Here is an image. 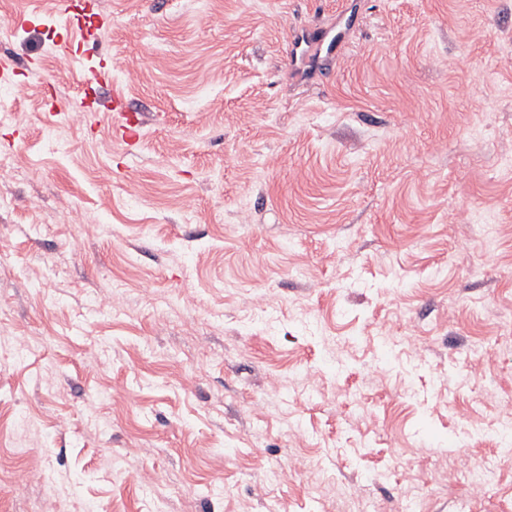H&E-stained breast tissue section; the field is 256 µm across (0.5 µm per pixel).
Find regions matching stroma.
I'll use <instances>...</instances> for the list:
<instances>
[{
    "mask_svg": "<svg viewBox=\"0 0 512 512\" xmlns=\"http://www.w3.org/2000/svg\"><path fill=\"white\" fill-rule=\"evenodd\" d=\"M86 2L0 0V512H512V0ZM495 434L503 447V454L508 461L512 457V397L504 398L499 406ZM461 468L464 470L463 474L467 479V486L471 487L474 495L481 494L485 488L490 487L494 473L484 467L476 464H470L468 461L461 463Z\"/></svg>",
    "mask_w": 512,
    "mask_h": 512,
    "instance_id": "stroma-1",
    "label": "stroma"
}]
</instances>
